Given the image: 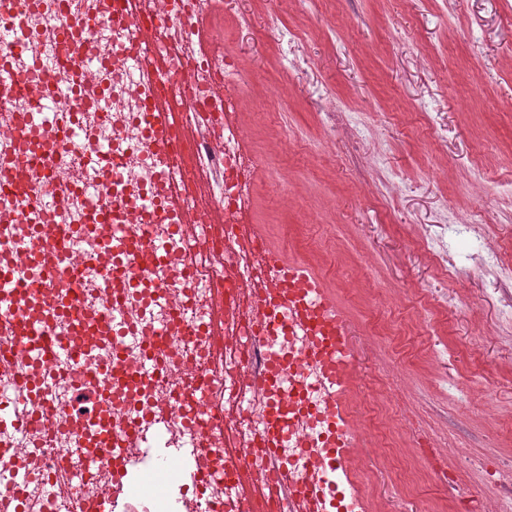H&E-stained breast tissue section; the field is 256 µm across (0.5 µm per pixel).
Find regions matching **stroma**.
Wrapping results in <instances>:
<instances>
[{
  "label": "stroma",
  "mask_w": 512,
  "mask_h": 512,
  "mask_svg": "<svg viewBox=\"0 0 512 512\" xmlns=\"http://www.w3.org/2000/svg\"><path fill=\"white\" fill-rule=\"evenodd\" d=\"M256 166L253 221L335 298L366 512H463L512 459V0H215ZM433 235L452 270L417 246Z\"/></svg>",
  "instance_id": "1"
}]
</instances>
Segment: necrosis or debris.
Segmentation results:
<instances>
[{"instance_id": "obj_1", "label": "necrosis or debris", "mask_w": 512, "mask_h": 512, "mask_svg": "<svg viewBox=\"0 0 512 512\" xmlns=\"http://www.w3.org/2000/svg\"><path fill=\"white\" fill-rule=\"evenodd\" d=\"M205 0H151L144 14L99 19L98 0H78L66 7L63 0H40L38 9L24 14L20 25L25 48L11 52L8 61L26 68L31 57L52 56L66 77L86 81L91 91L75 94L68 88L48 93L38 82L0 106V137L7 135L8 117L37 108H61L74 113L78 130H57V151L41 163L38 175L23 190L25 203L0 204V268L24 265L28 254L13 250V241L32 230L42 236L63 235L70 252L50 269L55 284L76 295L85 306L78 323L54 322L57 341L80 340L78 371L55 362L30 365L23 358L20 337L0 335V384L21 375L39 380L42 395L54 409L45 434L10 435L0 419V512H14L17 496L25 498V512H46L48 502L60 499L77 506L91 495L112 491L106 465H90L100 452L96 433L108 429L113 439L129 435L147 438L157 417L165 419V445L172 448L165 468L183 469L177 455L181 444L198 442L197 467L216 476L206 490L189 485L125 486L122 498L136 503L138 512H211L213 504L231 507L234 483L224 471L226 439L240 440L258 478L269 479L266 456L267 420L277 414L283 428L279 456L292 464L296 476L305 473L307 457L322 453L321 439L331 427L327 396L318 385L319 370L305 358L308 348L332 334L330 322L312 304H303L299 317L285 316L282 325L265 339L267 349L286 360L274 384L257 386L252 374L256 360L251 343L260 322L248 291L264 269L252 245L242 242L240 226L252 209L254 170L242 146L245 131L232 117L244 111L246 100L229 82L235 67L227 56L200 53L194 46ZM164 15L171 32L158 45H143L144 29ZM96 23L77 37L71 54L60 51L63 32ZM144 47L147 54L163 52L169 76L158 81L149 74L133 76L125 48ZM192 87V99L183 106L186 122L203 127L223 125L226 136L220 154L201 146L190 147L183 160L170 161L155 144L146 116L156 98ZM106 146L117 167L103 171ZM212 177L213 193L199 200L191 191L195 172ZM180 190L185 209L164 213L156 191L158 182ZM129 209L131 230L137 238L164 243L171 258L146 265L141 253L126 251L124 267L103 253L113 227L98 223L100 211ZM222 209L227 223L208 221L210 209ZM198 226L196 240L179 237L174 226ZM226 289L234 313L224 327V361L213 362V338L207 334L215 289ZM319 332H309V325ZM158 354L165 379L138 374L147 354ZM112 363L111 379L96 375ZM108 395L112 407L100 413L98 398ZM379 436L373 420L349 419L342 425V455L335 469L322 478L332 486L326 512H356L357 497L338 484L354 459L347 450L363 433ZM29 457L31 472L23 494H16L6 472L14 454Z\"/></svg>"}]
</instances>
